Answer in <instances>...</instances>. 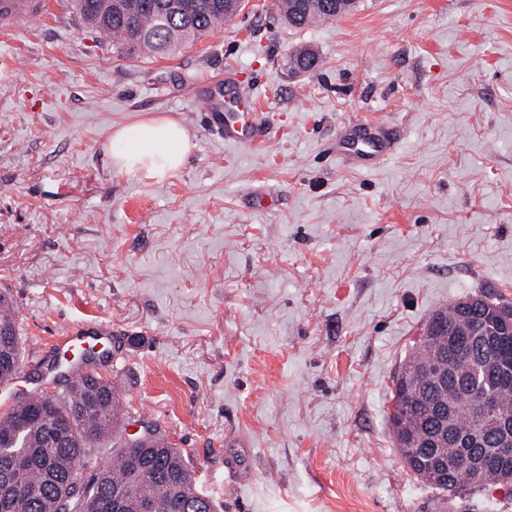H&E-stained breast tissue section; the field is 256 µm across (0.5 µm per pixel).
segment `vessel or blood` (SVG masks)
<instances>
[{
    "label": "vessel or blood",
    "instance_id": "vessel-or-blood-1",
    "mask_svg": "<svg viewBox=\"0 0 512 512\" xmlns=\"http://www.w3.org/2000/svg\"><path fill=\"white\" fill-rule=\"evenodd\" d=\"M48 8V0H0V34L16 33L25 23L46 14ZM203 103L211 130L225 142L247 146L266 139L269 128L257 103L243 92L238 75H226L223 92H209ZM398 144L396 134L387 125L361 119L337 135L336 155L349 166L365 167L390 157ZM111 334L110 325L98 320L65 327L56 338V349L63 355L62 368L75 380L90 375L82 351L89 346L104 344Z\"/></svg>",
    "mask_w": 512,
    "mask_h": 512
}]
</instances>
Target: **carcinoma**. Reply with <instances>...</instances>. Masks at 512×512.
I'll list each match as a JSON object with an SVG mask.
<instances>
[{"instance_id": "obj_1", "label": "carcinoma", "mask_w": 512, "mask_h": 512, "mask_svg": "<svg viewBox=\"0 0 512 512\" xmlns=\"http://www.w3.org/2000/svg\"><path fill=\"white\" fill-rule=\"evenodd\" d=\"M159 0H74L82 20L101 33L118 39L129 55H166L184 43L194 42L224 25L235 13L227 0H181L179 11L161 16ZM288 23L308 27L317 14L327 20L341 16L334 0H277ZM487 316L449 308L439 333L418 344L410 358L428 370L439 361L444 371L478 367L464 382L448 381L441 388L429 384L419 391L410 385L396 387L391 399L403 407L425 411L444 402L452 407L454 436L481 438L486 468L481 484H498L500 471L512 469V457L503 461L493 454L512 441L486 429L476 414L478 397L486 394L507 414L512 413V377L496 380L499 363L512 362V321L504 336L488 341L482 336ZM22 345L16 319L0 317V378L21 364ZM115 392L111 383L89 377L65 384L62 393L37 394L0 418V512H112V495L124 501L123 512H207L193 490L194 467L183 451L166 443L151 448L121 438L112 416ZM112 439V462L89 475L81 461L94 445ZM472 485L466 466L451 475L439 490L455 495Z\"/></svg>"}]
</instances>
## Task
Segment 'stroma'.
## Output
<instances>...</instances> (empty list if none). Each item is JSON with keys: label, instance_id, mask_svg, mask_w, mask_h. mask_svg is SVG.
<instances>
[{"label": "stroma", "instance_id": "obj_1", "mask_svg": "<svg viewBox=\"0 0 512 512\" xmlns=\"http://www.w3.org/2000/svg\"><path fill=\"white\" fill-rule=\"evenodd\" d=\"M53 3L0 37V287L22 393H53L40 353L100 319L130 429L160 424L218 512H512V489L452 497L413 475L388 419L433 311L512 305V0H355L300 29L247 0L163 58L125 56ZM302 46L314 69L295 68ZM227 70L261 105L263 143L207 125L197 88ZM374 116L398 152L345 166L337 132ZM154 117L191 133L185 164L118 172L114 127ZM228 436L253 451L246 484L226 481Z\"/></svg>", "mask_w": 512, "mask_h": 512}]
</instances>
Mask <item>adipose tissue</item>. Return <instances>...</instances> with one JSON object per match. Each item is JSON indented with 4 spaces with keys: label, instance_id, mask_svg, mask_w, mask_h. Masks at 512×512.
Returning <instances> with one entry per match:
<instances>
[{
    "label": "adipose tissue",
    "instance_id": "obj_1",
    "mask_svg": "<svg viewBox=\"0 0 512 512\" xmlns=\"http://www.w3.org/2000/svg\"><path fill=\"white\" fill-rule=\"evenodd\" d=\"M112 144L114 165L120 172L150 177H162L182 167L193 148L189 131L166 118L116 127Z\"/></svg>",
    "mask_w": 512,
    "mask_h": 512
}]
</instances>
